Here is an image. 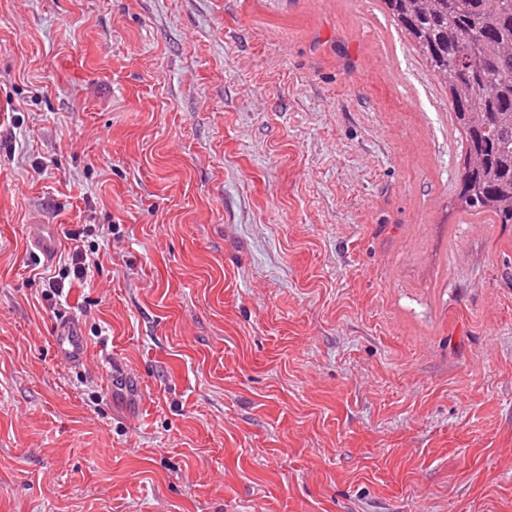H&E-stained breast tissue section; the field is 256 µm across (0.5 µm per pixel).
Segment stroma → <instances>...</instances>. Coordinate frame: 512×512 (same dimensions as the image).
Instances as JSON below:
<instances>
[{"label": "stroma", "mask_w": 512, "mask_h": 512, "mask_svg": "<svg viewBox=\"0 0 512 512\" xmlns=\"http://www.w3.org/2000/svg\"><path fill=\"white\" fill-rule=\"evenodd\" d=\"M464 155L382 0H0V512H512ZM53 342L56 356L60 362L76 364L84 359L85 340L75 325L67 322L57 325Z\"/></svg>", "instance_id": "stroma-1"}]
</instances>
